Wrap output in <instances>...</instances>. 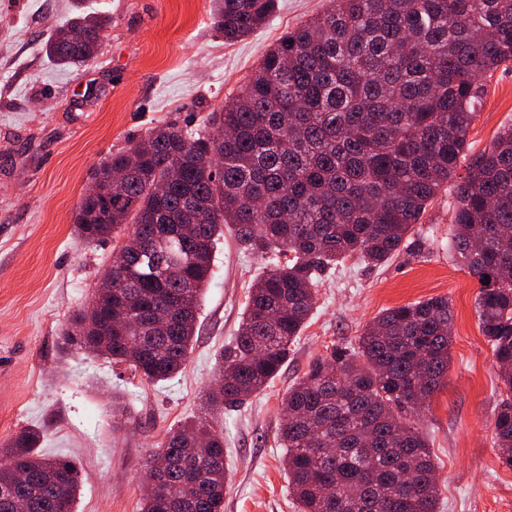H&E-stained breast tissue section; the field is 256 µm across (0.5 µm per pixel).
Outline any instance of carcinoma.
Wrapping results in <instances>:
<instances>
[{"instance_id":"carcinoma-1","label":"carcinoma","mask_w":512,"mask_h":512,"mask_svg":"<svg viewBox=\"0 0 512 512\" xmlns=\"http://www.w3.org/2000/svg\"><path fill=\"white\" fill-rule=\"evenodd\" d=\"M275 5L214 0V27L242 38ZM107 22L73 17L46 54L89 62ZM509 61L512 0H329L202 127H154L101 162L75 232L92 244L130 225L127 260L71 315L62 344L149 384L173 378L193 344L214 245L231 229L269 269L250 288L208 401L222 409L263 389L323 277L352 256L377 266L400 250L457 170L482 77ZM453 193L451 247L479 283V325L505 395L493 435L512 467V126ZM452 332L446 297L389 308L357 347L331 349L290 388L279 438L297 512H438L436 465L411 418L448 377ZM38 439L24 430L0 448V512H73L78 468L38 453ZM145 468L163 492L141 512H223L224 434L205 419L168 431Z\"/></svg>"}]
</instances>
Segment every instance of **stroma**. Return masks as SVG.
<instances>
[{
	"instance_id": "obj_1",
	"label": "stroma",
	"mask_w": 512,
	"mask_h": 512,
	"mask_svg": "<svg viewBox=\"0 0 512 512\" xmlns=\"http://www.w3.org/2000/svg\"><path fill=\"white\" fill-rule=\"evenodd\" d=\"M328 0H279L269 21L228 43L212 0H0V445L38 428V451L81 472L75 512H140L145 461L171 428L207 415L224 434V512H295L279 441L288 388L331 348L356 345L383 310L436 296L454 314L451 362L419 415L437 466L439 512H512V468L492 423L503 386L476 313L479 284L451 249L452 189L428 204L400 251L370 267L348 259L319 285L287 364L241 404L207 412L218 358L266 264L217 242L184 371L150 385L123 365L62 353L74 311L91 301L127 229L103 245L74 233L99 163L156 126L202 125L284 33ZM110 23L87 66L62 68L42 44L79 13ZM468 152L512 125V62L484 77Z\"/></svg>"
}]
</instances>
